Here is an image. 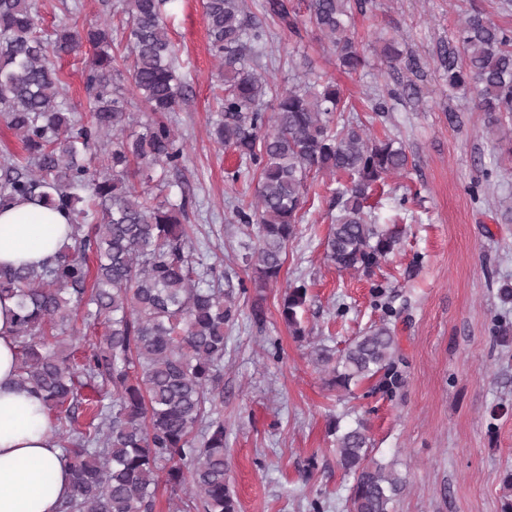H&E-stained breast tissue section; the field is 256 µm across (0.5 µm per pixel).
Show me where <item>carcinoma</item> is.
Masks as SVG:
<instances>
[{
  "instance_id": "carcinoma-1",
  "label": "carcinoma",
  "mask_w": 512,
  "mask_h": 512,
  "mask_svg": "<svg viewBox=\"0 0 512 512\" xmlns=\"http://www.w3.org/2000/svg\"><path fill=\"white\" fill-rule=\"evenodd\" d=\"M127 64L112 57V28L79 30L67 22L38 35L32 0H0V120L19 138L25 156L0 159V206L19 198L71 216L70 242L39 266L0 269V299L16 304L19 383L36 392L53 415L54 432L72 475L73 495L61 512H153L159 473L193 494L179 512H239L227 481L224 446V327L238 308L224 293L217 266L197 254L199 239L181 223L184 205L163 196L156 167L178 168L185 145L168 121L184 85L167 16L179 0H121ZM374 0H265L264 12L293 30L301 12L320 33L339 66L356 73L366 58L351 36L355 13ZM211 51L224 66L215 136L241 161L256 166L254 200L234 209L244 227L243 271L255 287L280 276L296 237L312 174L345 176L333 192L336 208L325 242L339 271L368 274L390 254L397 231L368 210L373 187L407 170L409 155L395 139L372 137L336 122L346 106L337 85L309 76L275 96L258 53L270 31L243 0H203ZM91 53L83 76L90 119L74 118L54 58L83 46ZM448 90L473 94L512 153V29L472 3L454 39L437 52ZM390 68L413 70L394 45ZM141 101L152 118L131 112ZM390 100H419L416 85L398 84L371 98V110ZM307 288H288L281 316L298 338ZM386 319L335 352L324 345L313 361L345 391L367 379L392 397L400 384L399 338ZM102 324L91 341L77 321ZM88 413L78 422L79 411ZM336 433V463L349 480V512H393L406 478L376 458L367 423Z\"/></svg>"
}]
</instances>
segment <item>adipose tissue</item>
<instances>
[{"mask_svg": "<svg viewBox=\"0 0 512 512\" xmlns=\"http://www.w3.org/2000/svg\"><path fill=\"white\" fill-rule=\"evenodd\" d=\"M64 211L0 207V268L38 265L68 241ZM16 307L0 300V512H59L73 486L42 400L17 382Z\"/></svg>", "mask_w": 512, "mask_h": 512, "instance_id": "adipose-tissue-1", "label": "adipose tissue"}]
</instances>
